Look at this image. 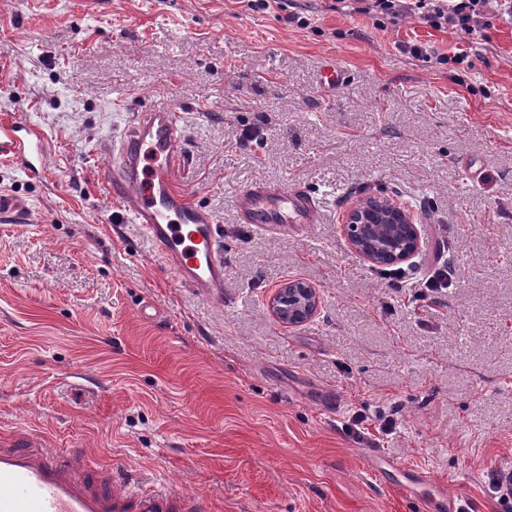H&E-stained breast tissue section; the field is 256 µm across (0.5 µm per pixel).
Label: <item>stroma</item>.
I'll return each mask as SVG.
<instances>
[{"label":"stroma","instance_id":"stroma-1","mask_svg":"<svg viewBox=\"0 0 512 512\" xmlns=\"http://www.w3.org/2000/svg\"><path fill=\"white\" fill-rule=\"evenodd\" d=\"M484 34L472 46L414 16L381 28L328 0H0V115L24 112L52 146L38 179L0 161V193L35 211L0 219V431L82 449L187 512H413L372 477L376 455L503 512L483 475L512 464V21ZM331 60L348 78L328 89ZM163 101L186 136L175 185L224 235L220 309L112 220L103 146ZM246 128L266 136L261 161ZM253 181L307 188L322 223L237 224L229 196ZM379 192L420 225V272L449 264L438 311L403 304L348 242L350 206ZM290 279L322 296L294 327L268 310ZM361 406L397 417L396 434L342 431ZM399 50L402 53L410 54L412 58L423 62H431L432 60H435V62L440 65L453 64L454 66H460L464 63H467V66L470 65L468 60L469 55L464 50L454 54L452 57L437 54L433 47L428 44L421 43H406L401 45Z\"/></svg>","mask_w":512,"mask_h":512}]
</instances>
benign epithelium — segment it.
Instances as JSON below:
<instances>
[{"instance_id": "obj_1", "label": "benign epithelium", "mask_w": 512, "mask_h": 512, "mask_svg": "<svg viewBox=\"0 0 512 512\" xmlns=\"http://www.w3.org/2000/svg\"><path fill=\"white\" fill-rule=\"evenodd\" d=\"M382 209L390 226L367 229L363 222L370 218L369 201L360 199L351 205L344 221L350 246L372 264L402 263L411 259L422 244L414 215L402 204L389 199L382 203ZM321 303L317 288L299 279H290L269 297L268 307L277 322L292 327L313 318Z\"/></svg>"}]
</instances>
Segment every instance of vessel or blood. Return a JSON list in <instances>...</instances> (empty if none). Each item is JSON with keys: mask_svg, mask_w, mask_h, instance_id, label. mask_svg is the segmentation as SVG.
I'll return each instance as SVG.
<instances>
[{"mask_svg": "<svg viewBox=\"0 0 512 512\" xmlns=\"http://www.w3.org/2000/svg\"><path fill=\"white\" fill-rule=\"evenodd\" d=\"M185 132L175 106L157 103L133 111L112 136L107 187L118 204L119 222L134 225L181 285L211 306H224V242L214 214L175 186L173 173L185 160ZM50 156L47 133L14 113L0 118V159L27 175L44 173ZM238 223L257 230L317 224L322 204L306 188L252 182L234 192ZM1 217L33 216L22 198L0 193ZM370 471L380 482L406 491L420 512L435 506L450 512L451 498L431 472L385 460ZM168 491L134 495L117 474L101 479L93 462L77 452L58 457L13 432L0 434V512H183Z\"/></svg>", "mask_w": 512, "mask_h": 512, "instance_id": "1", "label": "vessel or blood"}]
</instances>
